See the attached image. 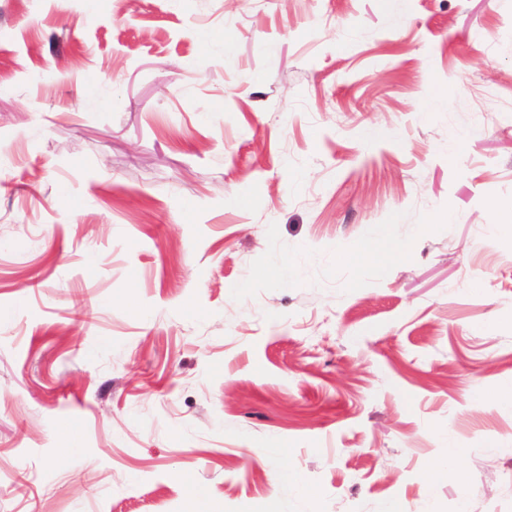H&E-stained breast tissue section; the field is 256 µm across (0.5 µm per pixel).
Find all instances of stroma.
Segmentation results:
<instances>
[{"label": "stroma", "instance_id": "stroma-1", "mask_svg": "<svg viewBox=\"0 0 512 512\" xmlns=\"http://www.w3.org/2000/svg\"><path fill=\"white\" fill-rule=\"evenodd\" d=\"M509 385L512 0H0V512H512Z\"/></svg>", "mask_w": 512, "mask_h": 512}]
</instances>
